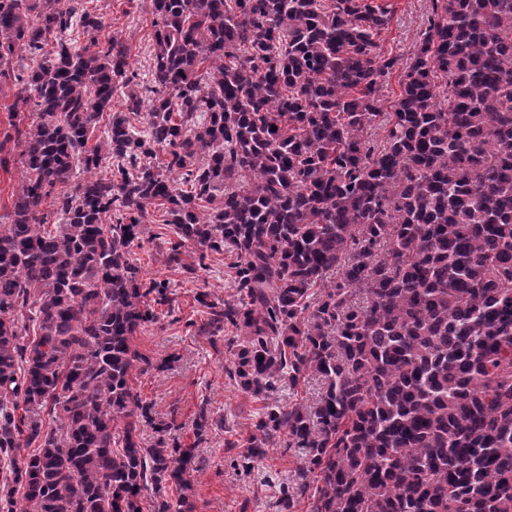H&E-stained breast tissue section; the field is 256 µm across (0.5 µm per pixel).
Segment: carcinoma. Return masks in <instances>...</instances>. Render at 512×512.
Returning a JSON list of instances; mask_svg holds the SVG:
<instances>
[{
	"instance_id": "cac0c4a2",
	"label": "carcinoma",
	"mask_w": 512,
	"mask_h": 512,
	"mask_svg": "<svg viewBox=\"0 0 512 512\" xmlns=\"http://www.w3.org/2000/svg\"><path fill=\"white\" fill-rule=\"evenodd\" d=\"M80 2L0 0V84L12 117L33 106L0 141L23 169L0 224V512H142L148 489L191 512L198 443L158 424L142 447L130 383L148 296L167 301L131 254L154 206L169 261L236 256L239 299L210 324L237 332L227 376L265 401L242 471L280 433L302 454L282 512H512V0H432L391 112L377 0H150L144 83ZM118 90L103 155L87 142ZM313 378V402L274 398Z\"/></svg>"
}]
</instances>
